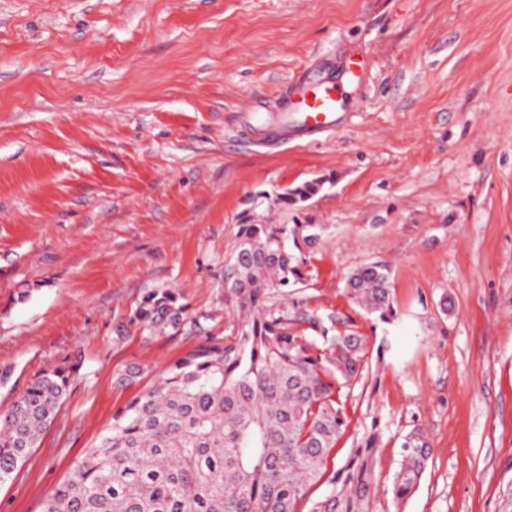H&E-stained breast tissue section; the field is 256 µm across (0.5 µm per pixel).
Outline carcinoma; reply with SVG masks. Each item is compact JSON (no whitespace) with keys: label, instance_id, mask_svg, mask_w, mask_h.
I'll list each match as a JSON object with an SVG mask.
<instances>
[{"label":"carcinoma","instance_id":"cac0c4a2","mask_svg":"<svg viewBox=\"0 0 512 512\" xmlns=\"http://www.w3.org/2000/svg\"><path fill=\"white\" fill-rule=\"evenodd\" d=\"M322 184L289 188V204ZM318 224H240L224 263V335H210L175 359L112 416V426L78 461L41 512H371L376 489L371 433L333 474L331 493L310 501L332 448L350 426L347 396L371 357L351 316L311 310L288 289L303 283L302 245ZM349 299L367 316L394 318L390 274L378 263L356 268ZM150 335L201 328L173 289L148 292L117 329ZM71 369L39 372L0 414V482L36 447L66 397ZM137 366L116 384L131 387ZM431 446L419 430L401 443L391 477L402 499L420 483Z\"/></svg>","mask_w":512,"mask_h":512}]
</instances>
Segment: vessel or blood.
Returning a JSON list of instances; mask_svg holds the SVG:
<instances>
[{"label": "vessel or blood", "mask_w": 512, "mask_h": 512, "mask_svg": "<svg viewBox=\"0 0 512 512\" xmlns=\"http://www.w3.org/2000/svg\"><path fill=\"white\" fill-rule=\"evenodd\" d=\"M349 104L343 85L333 76L305 69L289 86L284 108L267 137L283 143L315 141L346 124Z\"/></svg>", "instance_id": "obj_1"}]
</instances>
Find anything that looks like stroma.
<instances>
[{"instance_id":"1","label":"stroma","mask_w":512,"mask_h":512,"mask_svg":"<svg viewBox=\"0 0 512 512\" xmlns=\"http://www.w3.org/2000/svg\"><path fill=\"white\" fill-rule=\"evenodd\" d=\"M370 61L347 124L258 147L294 73ZM323 181L307 202L283 188ZM319 224L298 290L380 345L350 392L337 471L377 432L373 512H500L512 486V0H0V413L43 369L80 363L0 512L42 501L191 335L114 329L173 288L224 331L237 226ZM389 267L397 319L346 278ZM431 445L416 491L389 477L410 431Z\"/></svg>"}]
</instances>
